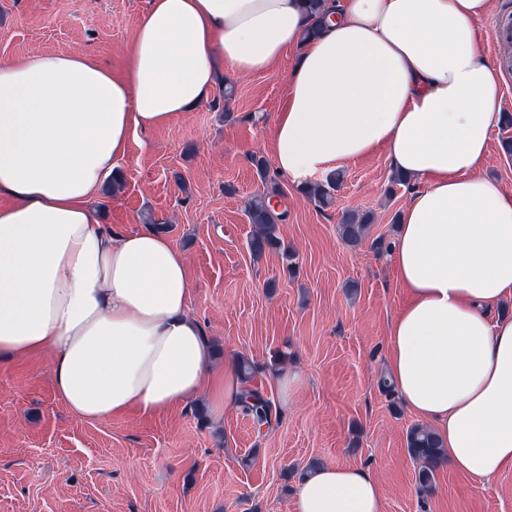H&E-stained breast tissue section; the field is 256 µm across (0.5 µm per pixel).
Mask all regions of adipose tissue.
Here are the masks:
<instances>
[{"instance_id": "adipose-tissue-1", "label": "adipose tissue", "mask_w": 512, "mask_h": 512, "mask_svg": "<svg viewBox=\"0 0 512 512\" xmlns=\"http://www.w3.org/2000/svg\"><path fill=\"white\" fill-rule=\"evenodd\" d=\"M150 0L122 73L86 51L0 59V354L51 357V381L89 422L144 416L202 392L234 404L189 309L188 259L151 227L98 223L92 201L129 138L206 103L231 75L296 60L264 149L301 184L384 151L413 191L389 255L407 290L387 365L404 406L454 470L512 465V193L487 179L500 120L495 65L476 40L492 0ZM370 470L316 468L293 512H382Z\"/></svg>"}]
</instances>
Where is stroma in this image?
Here are the masks:
<instances>
[{"label":"stroma","mask_w":512,"mask_h":512,"mask_svg":"<svg viewBox=\"0 0 512 512\" xmlns=\"http://www.w3.org/2000/svg\"><path fill=\"white\" fill-rule=\"evenodd\" d=\"M147 0H0V58L82 48L120 71ZM512 17V0H492L478 26L485 54L501 66V112L512 113V47L493 21ZM275 68L223 83L193 112L134 133L117 190L95 207L103 223L150 226L190 258L192 312L215 352L248 359L249 388L272 404L256 429L240 406L214 411L211 394L178 410L130 413L96 423L73 415L55 393L50 357H0V512H292V492L309 462L369 468L384 492L383 512H512V467L488 485L450 466L420 496L418 465L406 450L416 418L380 380L386 336L407 292L387 252L411 191L385 196L392 167L384 152L344 166L327 207L287 176L278 209L280 237L294 252L296 277L280 253L253 259L245 205L265 185L252 165L263 154L286 94ZM373 212L368 239L347 246L343 212ZM298 373L283 388L284 373Z\"/></svg>","instance_id":"1"}]
</instances>
